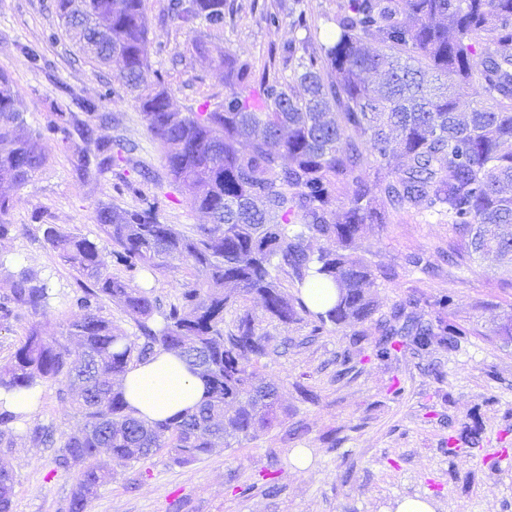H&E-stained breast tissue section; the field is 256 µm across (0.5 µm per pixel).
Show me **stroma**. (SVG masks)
<instances>
[{"mask_svg": "<svg viewBox=\"0 0 512 512\" xmlns=\"http://www.w3.org/2000/svg\"><path fill=\"white\" fill-rule=\"evenodd\" d=\"M165 2L146 0V79L163 80L173 108L190 112L222 105L229 92L223 69L197 52V42L260 69L297 37L292 21L298 11L315 21L322 39L344 0H226L223 28L194 31L162 22ZM268 10L278 13V27L262 21ZM0 71L13 81L28 127L42 130L48 156L44 168L9 191L16 204L8 220L17 229L0 239V279L28 270L44 280L49 299L42 318L59 335L78 313L79 278L46 243L45 225L94 240L108 257L112 242L95 220L100 205L128 208L155 199L160 222L186 231L207 217L166 192L162 149L118 81L117 66L86 61L60 25L53 0H0ZM76 95L100 104L111 122L76 111ZM71 111L102 138L119 135L133 143L128 160L99 179L79 181L60 135L46 129L53 113ZM458 243L453 225L398 210L387 223L363 225L351 251L390 274L375 290L379 313L410 301L415 315L429 321L436 297L449 294V317L468 324L474 336L453 350L437 344L420 355L401 350L383 361L372 354L378 332L369 320L356 328L363 333L362 355L345 365L340 356L355 328L330 325L313 338L306 321L281 325L259 302L247 301L260 333L270 339L254 367L279 388L285 413L272 428L183 467L163 453L114 465L112 480L86 512H387L406 496L433 501L436 512H512V467L448 453L449 436L474 430L483 439L482 453L502 444L512 451V343L497 334L504 316L512 315V279L501 275L493 256L449 260ZM414 254L424 269L408 264ZM204 280L203 272L176 262L142 274L139 283L165 308L184 283ZM398 385L403 393L397 397ZM72 398L67 380L39 386L35 410L12 422L13 445L0 446V458L13 471L12 512H69L74 474L55 473L53 449L35 444L28 431L38 423L51 426L56 443H63L84 423ZM297 448L311 455L307 469L292 462ZM268 482L274 493L263 492Z\"/></svg>", "mask_w": 512, "mask_h": 512, "instance_id": "stroma-1", "label": "stroma"}]
</instances>
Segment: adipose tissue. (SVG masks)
Here are the masks:
<instances>
[{
	"instance_id": "1",
	"label": "adipose tissue",
	"mask_w": 512,
	"mask_h": 512,
	"mask_svg": "<svg viewBox=\"0 0 512 512\" xmlns=\"http://www.w3.org/2000/svg\"><path fill=\"white\" fill-rule=\"evenodd\" d=\"M122 387L132 414L152 421L193 408L204 386L175 352L163 351L130 367Z\"/></svg>"
}]
</instances>
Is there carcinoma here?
<instances>
[{
    "instance_id": "cac0c4a2",
    "label": "carcinoma",
    "mask_w": 512,
    "mask_h": 512,
    "mask_svg": "<svg viewBox=\"0 0 512 512\" xmlns=\"http://www.w3.org/2000/svg\"><path fill=\"white\" fill-rule=\"evenodd\" d=\"M65 32L94 66L121 64L118 80L133 95L147 129L164 151L173 189L210 223L188 234L159 221L153 203L104 205L96 222L112 241V257L124 270L112 274L96 243L49 224L46 241L59 260L84 281L75 302L80 314L58 337L32 325L11 364L0 369V389H33L65 377L77 386L83 429L59 450L56 469H78L69 512L112 479V462H138L165 453L186 465L231 445L277 419L279 388L266 383L252 358L269 350L252 313L245 309L224 330V311L258 299L268 318L283 325L310 318V338L329 324L361 323L376 311L377 280L389 278L349 248L361 226L384 224L389 210L448 218L461 234L457 257L497 254L512 277V0H345L331 18L334 41L311 46L305 11L293 26L307 32L280 48L292 89L278 72L216 53L230 93L224 106L196 112L172 109L167 90L149 85V17L145 0H54ZM224 0H168L166 20L180 28L224 25ZM374 49H369V45ZM381 81L366 83L362 74ZM478 83L489 106L467 112L458 100ZM258 87L261 106L244 91ZM48 130L61 134L79 178L86 180L124 160L127 143L104 140L95 128L57 112ZM42 133L27 128L12 81L0 73V185L19 188L46 162ZM374 160V186L356 172L365 153ZM350 190L339 208L341 191ZM13 208L0 194V238L14 225ZM325 241L328 247H314ZM184 261L205 272L206 282L187 283L178 302L163 310L137 283L138 274ZM320 276L336 288V303L311 309L301 289ZM294 294L285 291L287 287ZM0 321L18 308L41 314L48 288L23 270L3 281ZM103 300H117L138 334L112 330L101 315ZM453 299L434 301L436 322L392 306L377 320L376 358L398 346L429 348L436 336L455 347L472 335L445 319ZM163 325H152L154 315ZM83 349L70 358L68 342ZM177 350L206 385L191 411L146 422L128 411L117 383L133 362ZM13 474L0 461V512H12Z\"/></svg>"
}]
</instances>
